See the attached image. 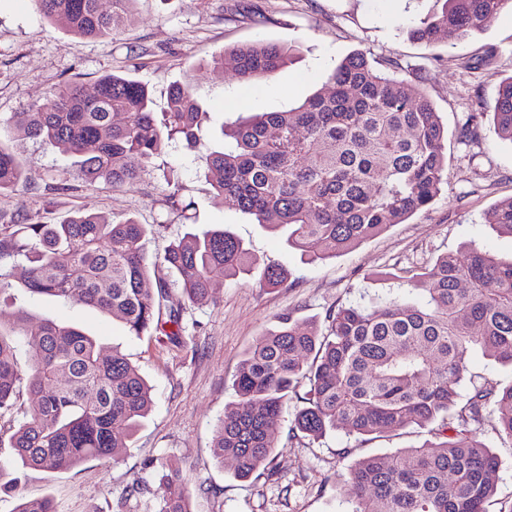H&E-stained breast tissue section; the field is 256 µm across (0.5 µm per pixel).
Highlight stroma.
<instances>
[{
    "label": "stroma",
    "instance_id": "1",
    "mask_svg": "<svg viewBox=\"0 0 512 512\" xmlns=\"http://www.w3.org/2000/svg\"><path fill=\"white\" fill-rule=\"evenodd\" d=\"M436 8L435 0H137L129 26L110 40L82 38L43 19L33 0H0L1 123L75 76L89 83L107 73L146 84L155 112L166 111L168 90L178 82L187 83L208 111L195 154L169 144L136 184L121 188L87 186L56 149L0 136L35 174L26 188L0 195V213L43 210L54 219L89 207L109 217H131L150 225L146 248L151 256L186 234L221 227L240 238L257 260L250 273L235 278L214 271L215 300L206 305L190 303L175 287L174 273L161 270L171 284L165 305L181 312L184 332L176 343L161 335L130 336L120 323L79 304L17 293V306L30 314L81 328L103 353L119 350L151 385L153 406L118 462L90 461L62 473L25 470L15 493L0 494V512H15L21 500L46 494L59 512H158L162 491L156 471L161 467L182 472L193 512H348L343 479L349 465L433 439L426 428L373 439L340 425L312 440L291 433L294 407L289 404L272 430L270 472L238 480L213 456L220 421L235 399L239 364L279 317L308 320L322 331L329 313L350 304L394 297L421 301L420 291L398 287V276L473 244L498 260H512V235L484 222L488 209L512 202V143L497 136L488 113L474 127L471 141H461L468 113L478 104H493L499 79L512 75V13L464 40L429 48L411 41L408 28ZM259 40L295 48L274 78L247 90L231 66L213 65L215 55ZM356 50L366 52L381 70L397 66L420 81L448 131V167L440 195L406 223L336 257L310 262L283 236L216 197L202 159L222 148L223 123L241 113L297 106ZM169 168L180 173L178 187L163 179ZM54 177L66 179L70 191H46ZM172 193L191 204L190 220L169 208ZM269 265L288 272L274 288L263 279ZM465 366L459 403H466L474 386L496 390L512 382V367L481 350H472ZM467 427L500 460L489 512H512V442L500 438L490 415L468 421ZM138 478L148 488L137 494L130 486Z\"/></svg>",
    "mask_w": 512,
    "mask_h": 512
}]
</instances>
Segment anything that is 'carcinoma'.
Here are the masks:
<instances>
[{
  "mask_svg": "<svg viewBox=\"0 0 512 512\" xmlns=\"http://www.w3.org/2000/svg\"><path fill=\"white\" fill-rule=\"evenodd\" d=\"M42 16L84 38H112L131 20L136 0H35ZM439 11L411 26L410 39L433 44L483 32L512 0H439ZM291 49L256 42L226 51L228 62L252 83L272 78ZM495 132L512 142V76L499 81L493 107ZM116 114L126 120L115 123ZM207 112L188 84L170 88L168 109L157 119L147 87L113 73L92 91L80 81L54 88L9 127L73 159L90 185L135 184L145 167L172 141L197 142ZM230 143L204 157L214 192L230 199L265 229L287 235L288 246L310 260H325L403 224L441 192L447 166V132L419 83L387 74L357 51L326 77L320 91L298 106L262 112L227 123ZM32 181L0 141V194ZM485 223L512 235V203L490 208ZM29 262L21 281L26 292L95 309L123 324L132 336L179 325L180 313H163L169 284L152 272L177 273L193 304L212 301L210 274L234 276L253 264L243 243L224 229L189 234L163 255L146 251V229L132 218L109 219L82 207L53 222L38 211L0 216V294L14 288L11 269ZM423 291L415 304L399 298L352 304L328 315L321 333L311 322L279 317L240 364L236 399L225 411L214 457L247 478L272 461L271 427L288 396L296 395L292 430L319 439L343 424L361 435L425 427L448 429L456 413L464 421L482 411L493 415L500 434L512 440V384L474 389L456 408L465 354L478 347L512 366V261L502 262L472 245L464 255L443 254L403 277ZM31 351L27 373L17 366L20 347ZM306 383L304 395L297 388ZM32 402L0 448V493L18 484V472L36 468L66 472L92 460L117 461L152 406L151 387L128 359L104 356L94 337L57 320L37 321L17 313L0 320V415L22 393ZM498 458L465 429L391 454L364 457L350 466L345 492L351 512H488L491 474ZM159 512H191L180 471L158 475ZM16 512H57L52 498L23 500Z\"/></svg>",
  "mask_w": 512,
  "mask_h": 512,
  "instance_id": "obj_1",
  "label": "carcinoma"
}]
</instances>
